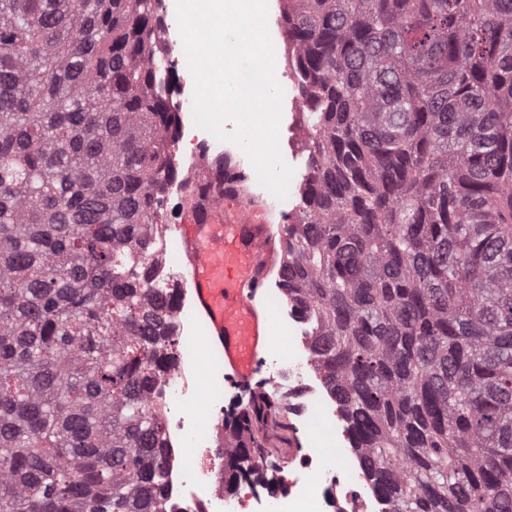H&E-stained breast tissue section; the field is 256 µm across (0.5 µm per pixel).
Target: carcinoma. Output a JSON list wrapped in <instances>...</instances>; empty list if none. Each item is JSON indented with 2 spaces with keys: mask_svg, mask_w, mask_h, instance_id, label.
<instances>
[{
  "mask_svg": "<svg viewBox=\"0 0 512 512\" xmlns=\"http://www.w3.org/2000/svg\"><path fill=\"white\" fill-rule=\"evenodd\" d=\"M311 168L279 283L385 512H512V0H286ZM155 0H0V512H157L178 131ZM227 158L201 159L184 202ZM264 395L228 486L273 451Z\"/></svg>",
  "mask_w": 512,
  "mask_h": 512,
  "instance_id": "1",
  "label": "carcinoma"
}]
</instances>
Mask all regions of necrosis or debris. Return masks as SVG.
Segmentation results:
<instances>
[{"label": "necrosis or debris", "mask_w": 512, "mask_h": 512, "mask_svg": "<svg viewBox=\"0 0 512 512\" xmlns=\"http://www.w3.org/2000/svg\"><path fill=\"white\" fill-rule=\"evenodd\" d=\"M165 44L163 76L172 110L185 116L193 110L194 81L184 66V50L176 18L163 20ZM153 264V286L177 288L174 366L157 378L150 395L152 407L164 422L170 464L165 474V497L161 512H277L281 495L266 494L254 483L241 482L235 493L224 491V451L212 446L199 429L195 411L199 394L198 362L190 341L192 299L185 275L175 257L178 227H159ZM279 317L286 322L295 348L272 360L267 375L288 400L295 425L309 435L316 413L322 412L323 381L314 368L307 347L311 334L308 321L292 300L282 303ZM314 476L322 490L319 497L306 499L309 512H381L382 505L362 488L358 469L337 465L335 448L313 443L300 455L295 469L272 472L274 482L286 491H303L305 476Z\"/></svg>", "instance_id": "obj_1"}]
</instances>
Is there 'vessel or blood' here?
Returning a JSON list of instances; mask_svg holds the SVG:
<instances>
[{"instance_id":"b4317fda","label":"vessel or blood","mask_w":512,"mask_h":512,"mask_svg":"<svg viewBox=\"0 0 512 512\" xmlns=\"http://www.w3.org/2000/svg\"><path fill=\"white\" fill-rule=\"evenodd\" d=\"M233 189V182L212 180L199 206L183 214L178 250L197 320L206 330L198 339L201 373L220 362L225 377L252 394L269 385L260 376L261 363L276 344V315L259 306L276 234L249 201L228 203Z\"/></svg>"}]
</instances>
